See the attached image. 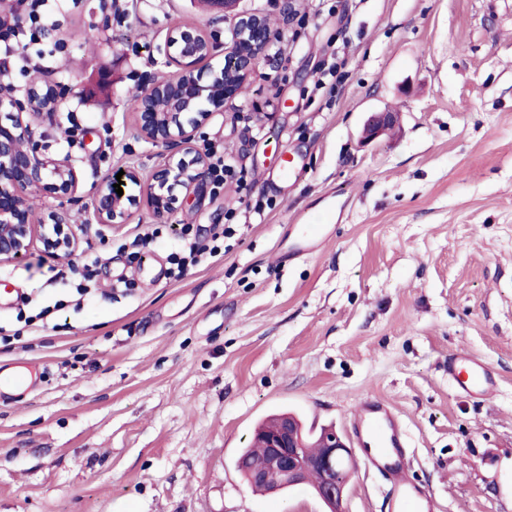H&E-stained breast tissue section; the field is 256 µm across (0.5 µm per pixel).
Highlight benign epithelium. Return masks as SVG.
Listing matches in <instances>:
<instances>
[{
  "instance_id": "benign-epithelium-1",
  "label": "benign epithelium",
  "mask_w": 512,
  "mask_h": 512,
  "mask_svg": "<svg viewBox=\"0 0 512 512\" xmlns=\"http://www.w3.org/2000/svg\"><path fill=\"white\" fill-rule=\"evenodd\" d=\"M209 11L228 19L231 39L220 46L202 29L184 27L167 41L166 63L176 68L172 76L157 80L141 91L148 100L159 94L169 100L165 112L144 106L134 113L137 134L161 147H176L179 158L169 157L157 165L147 182L137 170L124 169L123 195L115 192L119 181L111 175L101 181L92 200L91 216L98 224H126L142 207L155 214L176 211L178 192L190 196L206 176L207 160L195 146L199 124L224 112V103L237 97L257 70L273 39L268 19L259 12L240 8V0H206ZM223 56L221 67L205 62ZM62 96L60 86L32 82L24 100L0 90V262L27 256L39 242L47 253L59 258L73 256L79 238L65 216L49 215L50 223L33 222V201L40 198L71 199L77 187V172L68 157L51 158L33 144L34 129L28 117L50 114ZM394 114L375 112L363 128V139L372 140L390 128ZM271 449L267 463L253 471L252 479L272 486L297 488L308 482L311 470L324 478L315 497L328 512H341L356 461L336 432L321 438V452L307 454L302 429L285 417L264 436Z\"/></svg>"
}]
</instances>
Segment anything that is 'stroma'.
<instances>
[{
  "label": "stroma",
  "mask_w": 512,
  "mask_h": 512,
  "mask_svg": "<svg viewBox=\"0 0 512 512\" xmlns=\"http://www.w3.org/2000/svg\"><path fill=\"white\" fill-rule=\"evenodd\" d=\"M241 6L268 16L279 51L196 131L237 170L163 217L145 208L106 226L90 204L113 171L145 180L171 154L137 136L130 107L172 75L169 34L196 26L224 44L229 22L196 0H68L45 58L0 53L15 97L40 72L64 89L31 122L78 187L70 202L35 201L33 219L67 214L80 239L68 262L37 244L0 264V284L24 294L0 307V366L32 381L0 397V512H323L305 486L253 493L236 460L282 411L345 434L364 395L403 415L409 475L438 512H512V0ZM341 46L335 92L320 62ZM388 110L396 126L363 141L369 115ZM255 204L259 224L245 219ZM145 224L161 236L131 254ZM305 224L327 234L297 256ZM187 226L232 227L231 249L174 281L168 255ZM90 260L86 295L54 276ZM457 353L492 369L486 396L449 380ZM390 495L356 467L343 512H392Z\"/></svg>",
  "instance_id": "1"
}]
</instances>
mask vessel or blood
I'll return each mask as SVG.
<instances>
[{"mask_svg":"<svg viewBox=\"0 0 512 512\" xmlns=\"http://www.w3.org/2000/svg\"><path fill=\"white\" fill-rule=\"evenodd\" d=\"M448 378L460 391L474 397L485 396L494 386L488 367L468 354L449 358ZM356 408L349 428L351 438L366 467L390 479L394 512H433V496L407 475L408 434L400 416L371 395L358 399Z\"/></svg>","mask_w":512,"mask_h":512,"instance_id":"b4317fda","label":"vessel or blood"}]
</instances>
